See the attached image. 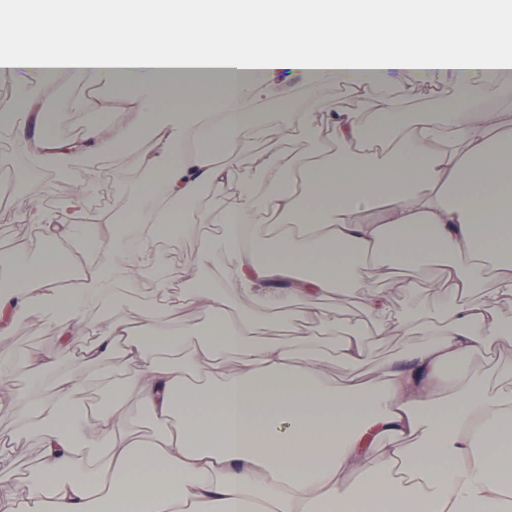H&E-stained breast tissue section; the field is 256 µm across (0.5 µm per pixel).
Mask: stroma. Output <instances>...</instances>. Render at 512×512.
<instances>
[{"mask_svg":"<svg viewBox=\"0 0 512 512\" xmlns=\"http://www.w3.org/2000/svg\"><path fill=\"white\" fill-rule=\"evenodd\" d=\"M453 81L448 77H437L421 85L407 86L399 76H390L384 82L372 85L369 100L373 108H380L385 99L398 96L403 99L410 114L433 110L440 99L447 97ZM98 94L111 101L102 112H70L64 121L54 126L55 136L68 139L79 137L93 126L120 124L136 95L135 86L117 88L98 87ZM22 160L14 140L0 144V252L24 251L31 257H38L43 243L36 227L25 223L23 214L30 204L36 203L46 211L54 210L58 200L72 189L71 174L92 172L91 194L87 199L88 218L98 221L104 214L124 211L125 199L122 191L112 184L113 169H122L129 180H136L143 171V158L136 145L130 144L109 154H84L75 158L70 176H60L49 170L44 174L45 190L37 193L15 183L13 167ZM231 201L230 195L202 196L183 212L184 218L192 224L200 225L205 235L220 231V217ZM196 244L191 240L178 242L171 254V275L175 285L182 289H192L194 285L217 277L219 270L214 265H200L195 261ZM38 349L48 354H59L55 336L47 329L40 313L34 312L23 319L12 335L0 337V357H14ZM63 368L83 369L87 376L85 385L76 395L79 406L103 408L110 404L115 378L110 363L83 365L77 357L59 355Z\"/></svg>","mask_w":512,"mask_h":512,"instance_id":"1","label":"stroma"}]
</instances>
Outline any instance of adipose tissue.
Returning <instances> with one entry per match:
<instances>
[{"label": "adipose tissue", "mask_w": 512, "mask_h": 512, "mask_svg": "<svg viewBox=\"0 0 512 512\" xmlns=\"http://www.w3.org/2000/svg\"><path fill=\"white\" fill-rule=\"evenodd\" d=\"M64 44L19 48L46 26L40 9L0 6V125L26 157L23 186L74 154L139 143L144 176L112 182L125 213L87 218L89 176L75 178L55 211L26 218L45 242L40 262L0 258V336L24 310H44L61 350L112 361L126 381L109 407L78 408L80 376L40 352L24 360L45 394L20 418L38 464L14 476L0 447V512H512V367L491 385L471 360L512 346V0H62ZM270 32L258 51L249 37ZM154 34L143 52L135 35ZM309 83L328 75L356 108L282 98L287 129L256 120L278 70ZM66 72L86 85L142 93L123 124L90 128L80 142L54 136L26 79ZM416 84L454 77L442 111L409 118L400 100L372 111L369 84L389 74ZM213 101L201 112L194 101ZM173 101L161 110L160 100ZM27 123H17L20 113ZM247 128L278 145L249 166L228 135ZM151 138L140 142L142 131ZM302 141V152L284 140ZM232 189L224 228L202 236L175 201ZM194 237L213 280L175 290L160 243ZM436 264L430 317L413 296L395 310L381 281L415 288ZM79 265L76 279L64 270ZM494 288H486L487 276ZM149 285L150 302L108 316L93 331L91 302L116 298L113 278ZM360 298L364 312L401 330L407 362L369 375L365 333L338 326L328 299ZM268 312L256 321V309ZM207 314L205 333L188 315ZM350 372L328 377L326 360ZM455 381H448L447 369ZM448 396H441L442 388ZM138 403L154 426L136 434Z\"/></svg>", "instance_id": "1"}]
</instances>
